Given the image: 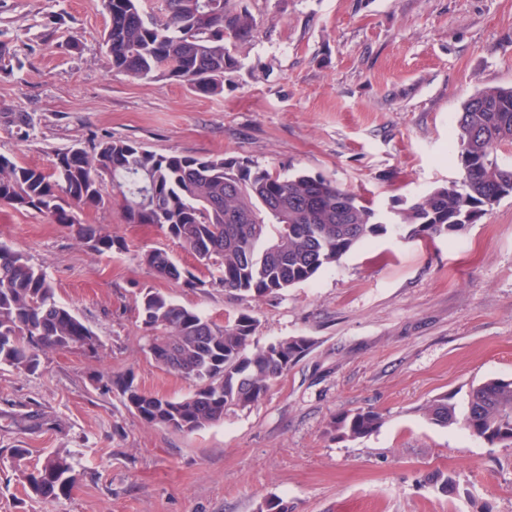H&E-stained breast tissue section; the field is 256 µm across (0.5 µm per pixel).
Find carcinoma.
Instances as JSON below:
<instances>
[{
	"mask_svg": "<svg viewBox=\"0 0 512 512\" xmlns=\"http://www.w3.org/2000/svg\"><path fill=\"white\" fill-rule=\"evenodd\" d=\"M140 0H101L109 23L105 65L114 76L172 79L196 91L221 89L239 62L232 47L251 39L257 21L244 0H167L165 19L147 18ZM512 147V87L469 96L456 119L449 152L461 178L416 198L392 223L370 201L320 174L287 175L224 155H161L127 141L107 140L91 153L73 146L56 154L53 171L0 155V203L31 209L56 224L77 226L91 251L127 245L78 223L63 203L80 210L117 206L133 223L156 224L198 264L218 272L224 290L266 297L313 279L360 243L391 232L404 240L457 235L512 195V166L499 161ZM141 259L159 276L189 288L204 284L165 250ZM143 352L193 382L181 399L147 394L132 382L118 387L125 405L151 426L195 433L258 404L271 386L313 346L307 336L260 346L248 312L218 324L166 294L140 292ZM89 351L100 340L75 311L55 298L46 274L0 242V366L35 373L47 351ZM432 424L459 425L492 444L512 445V379L472 388L464 413L446 394L422 407ZM382 425L379 413L357 409L330 422L334 438L355 441ZM37 497L68 494L78 476L67 457L47 456L26 474Z\"/></svg>",
	"mask_w": 512,
	"mask_h": 512,
	"instance_id": "cac0c4a2",
	"label": "carcinoma"
}]
</instances>
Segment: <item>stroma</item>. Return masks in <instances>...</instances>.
Masks as SVG:
<instances>
[{
	"label": "stroma",
	"instance_id": "1",
	"mask_svg": "<svg viewBox=\"0 0 512 512\" xmlns=\"http://www.w3.org/2000/svg\"><path fill=\"white\" fill-rule=\"evenodd\" d=\"M258 21L224 89L107 73L100 0H0V154L51 171L55 155L112 138L155 153L236 157L324 175L388 219L458 180L448 136L463 102L512 87V0H246ZM126 243L97 255L76 228L0 205V241L23 252L100 338L97 352L49 351L36 373L0 369V512H512V446L429 423L435 396L465 407L473 386L512 379V196L462 234L381 235L312 280L260 300L225 292L155 224L118 208L78 212ZM162 248L203 287L157 275ZM153 288L217 323L241 312L267 345L310 352L251 409L192 434L145 424L100 375L169 399L191 381L141 350L137 300ZM370 408L357 441L329 423ZM29 466L66 454L70 494L32 495ZM452 480L453 492L442 491ZM381 425L382 418L378 412L357 409L335 416L329 426L334 438L355 441L370 435Z\"/></svg>",
	"mask_w": 512,
	"mask_h": 512
}]
</instances>
